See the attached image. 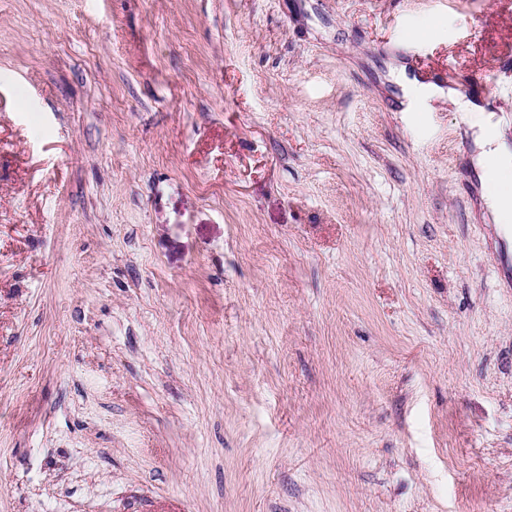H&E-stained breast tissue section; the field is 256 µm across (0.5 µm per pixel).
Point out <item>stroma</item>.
Here are the masks:
<instances>
[{"label":"stroma","instance_id":"1","mask_svg":"<svg viewBox=\"0 0 512 512\" xmlns=\"http://www.w3.org/2000/svg\"><path fill=\"white\" fill-rule=\"evenodd\" d=\"M512 0H0V512H512ZM448 100L465 113L474 130L477 153L474 158L484 187L483 200L486 210L496 224H503L504 231L512 223V147L507 144L500 121L493 114L469 100H462L448 90Z\"/></svg>","mask_w":512,"mask_h":512}]
</instances>
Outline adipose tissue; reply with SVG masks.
I'll use <instances>...</instances> for the list:
<instances>
[{
	"mask_svg": "<svg viewBox=\"0 0 512 512\" xmlns=\"http://www.w3.org/2000/svg\"><path fill=\"white\" fill-rule=\"evenodd\" d=\"M448 99L464 112L474 131L477 153L474 158L484 187L483 200L486 210L495 223H512V146L508 145L500 123L487 114L482 106L449 93Z\"/></svg>",
	"mask_w": 512,
	"mask_h": 512,
	"instance_id": "obj_1",
	"label": "adipose tissue"
}]
</instances>
